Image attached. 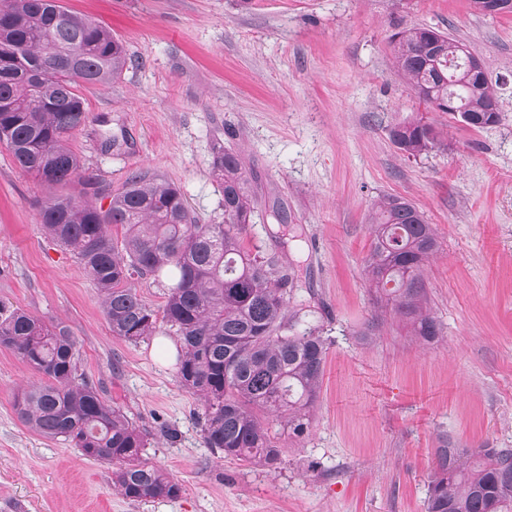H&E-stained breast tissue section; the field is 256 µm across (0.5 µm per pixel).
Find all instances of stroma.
I'll list each match as a JSON object with an SVG mask.
<instances>
[{
  "label": "stroma",
  "instance_id": "35a3bbf8",
  "mask_svg": "<svg viewBox=\"0 0 512 512\" xmlns=\"http://www.w3.org/2000/svg\"><path fill=\"white\" fill-rule=\"evenodd\" d=\"M102 22L135 60L82 87L88 124L70 144L105 207L130 173L178 186L200 223L223 221L213 149L240 152L255 207L246 245L278 254L291 309L328 342L309 436L281 438L268 471L207 448L201 406L179 383L167 330L113 336L101 294L38 222L52 190L0 145V300L78 343L101 397L146 429L175 499L130 501L111 468L18 419L38 373L0 349V512H426L441 437L512 448V14L472 0H58ZM428 25L486 64L502 119L476 129L434 111L392 62L395 30ZM421 118L443 145L410 157L388 129ZM414 203L438 250L425 268L439 339L374 320L363 271L377 202Z\"/></svg>",
  "mask_w": 512,
  "mask_h": 512
}]
</instances>
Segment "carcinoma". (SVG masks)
Segmentation results:
<instances>
[{"label":"carcinoma","instance_id":"cac0c4a2","mask_svg":"<svg viewBox=\"0 0 512 512\" xmlns=\"http://www.w3.org/2000/svg\"><path fill=\"white\" fill-rule=\"evenodd\" d=\"M390 46L397 72L435 110L445 111L451 97L474 128L500 121L501 112L490 111L499 105L496 91L472 74L464 44L422 25L393 33ZM130 65L110 29L57 0H0V138L14 163L48 186L79 177L80 160L68 140L89 122L80 89L115 79ZM389 137L412 157L442 145L421 118L395 124ZM212 174L224 193L220 224L197 223L178 187L139 175L127 179L106 209L86 197L51 196L39 205L40 224L91 276L112 335L136 345L161 323L178 337L177 377L203 406L207 447L226 459L277 469L276 435L296 442L309 436L327 343L316 327L299 332L301 317L285 315L293 279L279 258L244 244L254 205L238 154L215 147ZM372 233L364 267L377 310L404 322L419 341L433 342L441 330L424 270L438 249L434 228L412 202L385 196ZM134 275L167 288L162 316L128 286ZM0 348L40 375L15 397L23 425L112 466L114 489L131 501L180 493L174 478L146 458V433L80 372V350L66 327L0 302ZM271 419L281 431L269 426ZM435 455L426 512H512V448L471 451L448 442Z\"/></svg>","mask_w":512,"mask_h":512}]
</instances>
